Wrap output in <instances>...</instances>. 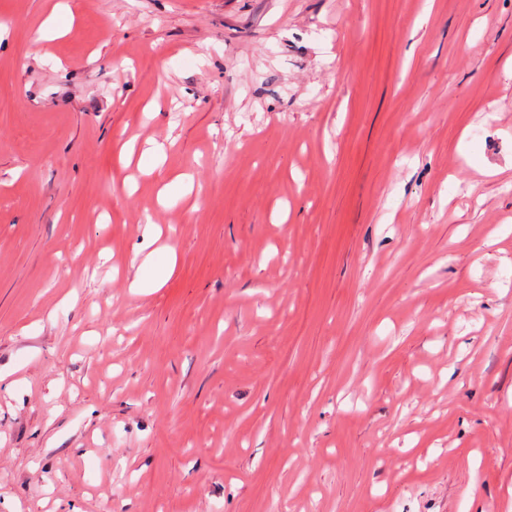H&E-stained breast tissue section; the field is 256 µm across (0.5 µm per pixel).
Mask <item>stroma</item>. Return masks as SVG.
Returning a JSON list of instances; mask_svg holds the SVG:
<instances>
[{"instance_id":"35a3bbf8","label":"stroma","mask_w":512,"mask_h":512,"mask_svg":"<svg viewBox=\"0 0 512 512\" xmlns=\"http://www.w3.org/2000/svg\"><path fill=\"white\" fill-rule=\"evenodd\" d=\"M54 2L0 0V512H512V0Z\"/></svg>"}]
</instances>
